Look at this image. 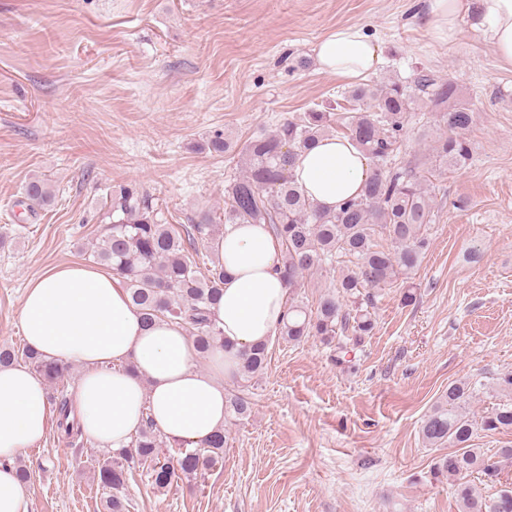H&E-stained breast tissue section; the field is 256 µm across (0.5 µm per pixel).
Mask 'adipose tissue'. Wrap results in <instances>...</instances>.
Segmentation results:
<instances>
[{
	"instance_id": "adipose-tissue-1",
	"label": "adipose tissue",
	"mask_w": 512,
	"mask_h": 512,
	"mask_svg": "<svg viewBox=\"0 0 512 512\" xmlns=\"http://www.w3.org/2000/svg\"><path fill=\"white\" fill-rule=\"evenodd\" d=\"M467 22L512 67V0H427L424 27L435 41L454 44ZM315 61L319 71L353 81L375 72L383 51L362 25H340L318 42ZM293 173L311 201L333 210L361 194L370 167L349 140L325 137L301 154ZM219 249L227 277L213 317L226 346L213 351L206 372L196 368L182 328L165 320L144 326L111 270L73 262L29 284L23 336L47 359L83 366L75 404L84 431L101 447H125L147 412L170 441L188 448L223 428L224 381L236 373L240 353L276 334L288 289L277 269L278 244L265 225L227 226ZM50 423L43 376L21 365L0 367V512H27V487L14 460Z\"/></svg>"
}]
</instances>
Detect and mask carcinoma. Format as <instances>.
<instances>
[{"label":"carcinoma","mask_w":512,"mask_h":512,"mask_svg":"<svg viewBox=\"0 0 512 512\" xmlns=\"http://www.w3.org/2000/svg\"><path fill=\"white\" fill-rule=\"evenodd\" d=\"M342 102L312 108L303 116L286 119L272 130H262L243 145L217 135L208 142L217 154L237 153L244 162L240 175L224 187V225L265 224L275 237L279 254L277 270L288 287V320L278 335L290 343L317 337L331 344L350 333L359 344L372 335L374 321L363 305L377 288L400 275H409L421 263L433 222V171L418 156L397 164L413 112L424 106L438 114L444 131L431 146L435 165L460 168L472 156L467 132L473 112L451 82L424 70L404 82L387 80L360 83L341 93ZM352 141L370 161L371 172L359 197L334 210L315 205L294 179L293 164L300 153L332 132ZM29 209L49 205L53 191L45 179L25 187ZM108 233L92 247L93 257L121 278L129 298L147 322L165 319L190 330L197 353L205 355L224 346V334L212 317L226 271L217 258L203 273L194 258L195 239L162 223L159 211L132 185H120L110 194L106 212ZM345 258L351 263L333 288L309 311L294 294L309 274ZM268 343L252 346L242 354L237 378L252 381L263 373ZM25 363L50 383L62 381L66 367L52 362L28 346H0V365ZM509 399L497 404L481 421L472 420L466 405L474 389L464 383L448 385V392L421 421L420 433L430 447L443 451L431 473L448 482L460 512H512V488L487 497L468 480L499 482L501 463L512 462V447L500 448L490 458L473 447L475 427L488 433L512 430V373L498 380ZM58 413V430L69 445L81 443L84 431L71 398H52ZM227 415L244 420L252 402L243 393L227 400ZM224 432L194 449L169 447L149 417L143 419L129 444L112 451L98 466V484L106 491L105 512H127L125 494L129 472L147 467L151 483L166 490L183 479H196L224 460Z\"/></svg>","instance_id":"1"}]
</instances>
